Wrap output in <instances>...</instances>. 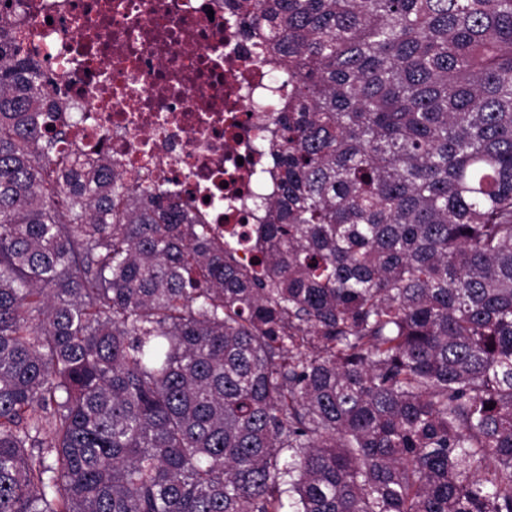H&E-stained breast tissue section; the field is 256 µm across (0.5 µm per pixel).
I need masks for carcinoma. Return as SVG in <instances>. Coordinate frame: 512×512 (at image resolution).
Masks as SVG:
<instances>
[{"label": "carcinoma", "mask_w": 512, "mask_h": 512, "mask_svg": "<svg viewBox=\"0 0 512 512\" xmlns=\"http://www.w3.org/2000/svg\"><path fill=\"white\" fill-rule=\"evenodd\" d=\"M9 2L0 512H512V0H239L292 83L250 266L61 161Z\"/></svg>", "instance_id": "cac0c4a2"}]
</instances>
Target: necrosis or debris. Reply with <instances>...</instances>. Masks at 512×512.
<instances>
[{
    "mask_svg": "<svg viewBox=\"0 0 512 512\" xmlns=\"http://www.w3.org/2000/svg\"><path fill=\"white\" fill-rule=\"evenodd\" d=\"M13 18L46 66L66 156L190 200L216 237L250 236L255 196L278 195L255 134L288 87L233 0H16Z\"/></svg>",
    "mask_w": 512,
    "mask_h": 512,
    "instance_id": "obj_1",
    "label": "necrosis or debris"
}]
</instances>
